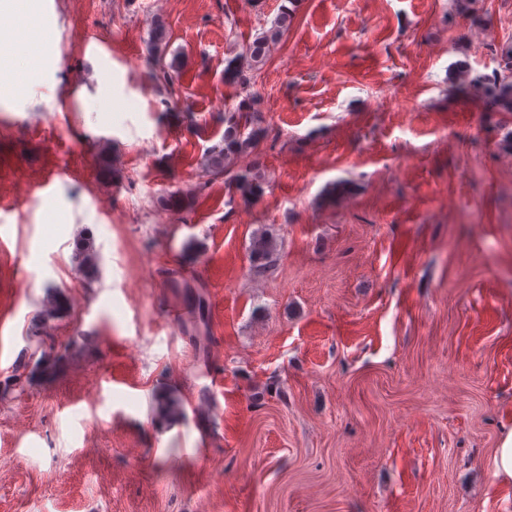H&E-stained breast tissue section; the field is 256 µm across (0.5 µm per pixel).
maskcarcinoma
<instances>
[{
  "instance_id": "cac0c4a2",
  "label": "carcinoma",
  "mask_w": 512,
  "mask_h": 512,
  "mask_svg": "<svg viewBox=\"0 0 512 512\" xmlns=\"http://www.w3.org/2000/svg\"><path fill=\"white\" fill-rule=\"evenodd\" d=\"M299 0H288L269 29L256 34L242 50L228 59L224 77L243 87L250 85L253 74L266 63L270 45L280 40L288 31L294 19ZM167 30L158 24L152 28L148 40V55L153 76L174 86L179 77L181 62L178 56L166 60ZM499 69L492 74H472L468 59L458 60L449 70V79L454 87L474 98L488 101L496 112L512 114V46L507 45L499 53ZM269 136V129L263 125L261 112L256 108V99L247 96L224 112V139L213 146L206 159L209 173L224 176L228 189L250 203L265 191V177L259 162L250 167L234 169V160L242 155H251L259 144ZM249 252L250 275L263 277L277 261V244L271 234L264 230L252 235ZM77 271L87 284H92L99 272V254L94 243L86 239L80 243L76 253ZM53 299L42 311V322L46 323L62 315L66 310L57 289L50 288ZM157 410L168 418H177L182 413L181 402L170 393L155 396Z\"/></svg>"
}]
</instances>
